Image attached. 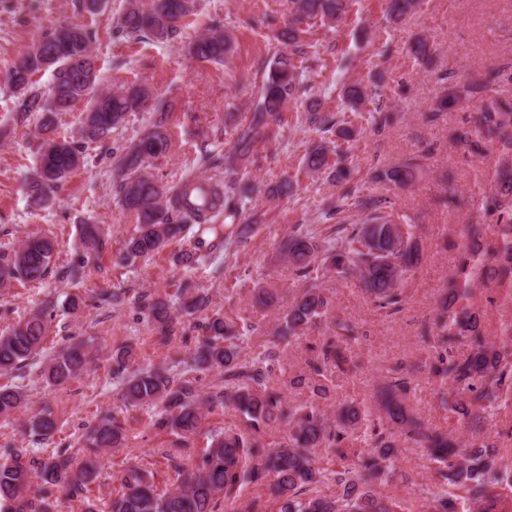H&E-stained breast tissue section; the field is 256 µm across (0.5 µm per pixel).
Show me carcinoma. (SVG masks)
Here are the masks:
<instances>
[{"label":"carcinoma","instance_id":"cac0c4a2","mask_svg":"<svg viewBox=\"0 0 512 512\" xmlns=\"http://www.w3.org/2000/svg\"><path fill=\"white\" fill-rule=\"evenodd\" d=\"M127 2L116 20V32L128 39L148 33L161 42L179 35L183 19L195 7L194 0H153L146 10L137 0ZM289 4L292 20L277 36L284 48L275 51L265 65L260 97L252 116L246 124L236 127L231 152L215 159L214 166L222 163L230 170L245 165L252 158L254 147L270 140L283 126L284 109L298 96L303 83L300 64L305 61L307 50L299 39V25L307 20L338 23L348 12L350 0H289ZM421 4L422 0H388V14L393 21H400L416 13ZM91 43V32L85 26H60L33 43L9 71L8 85L15 99L13 120L34 118L41 136L38 162L26 183L29 200L36 207H46L51 202L52 187L65 182L84 160L79 148L55 137L59 113L87 101L82 135L90 142H98L110 137L129 113L144 109L148 100L144 88L98 90L100 69ZM231 50L230 38L218 31L205 34L190 45L195 58L214 63L223 62ZM408 51L414 59L425 60L431 52L428 38H416ZM41 71L52 75L51 87L46 92L34 80ZM483 89L482 84L466 85L461 93H449L448 102L479 97L474 124L488 138L507 142L512 139V101L486 96ZM340 96L357 112L371 101L375 92L355 80L342 84ZM308 120L322 133L336 131V137L346 142L352 134L345 121H338L329 113L311 112ZM168 145L165 127L156 123L123 158L120 170L126 178L118 185L119 203L138 219L136 234L124 243L123 259L150 256L170 241L190 234L193 242L179 256L178 263L191 268L211 261L203 234L224 231V225L209 223L213 215L222 211L224 217L233 220L228 232L231 237L240 238L250 231L251 225L234 223L246 210L249 199L236 196L235 182L231 180H210L205 183L209 207L199 211L186 208L188 185L169 193L142 172L145 161L165 153ZM338 150V146L332 151L315 146L305 159L306 171L325 168L329 165V153L336 154ZM377 178L407 186L415 179V166H390L378 172ZM490 206L497 210L512 208V161L507 157L500 162L497 192L490 197ZM363 208L369 210L368 216L362 223L344 228L345 235L334 247L321 248L315 237L306 233L295 234L284 243V254L309 287L301 291L284 314L280 338L300 336L326 314L329 301L318 285L323 274L356 281L380 308L401 302L405 276L420 259L411 225L398 223L375 200L364 203ZM80 240L85 253L99 252L102 240L98 225H82ZM54 255L52 239L31 237L18 249L0 256V278L40 281L53 268ZM456 297V289H449L445 305L452 316L443 329L450 336L471 337L473 352L462 360L440 352L433 372L454 382L455 400L450 411L460 419L472 416L479 420L481 414L495 408L500 398L512 392V353L479 336L471 312L462 308L452 311ZM144 308L159 329L168 328L172 316L164 303L146 302ZM201 331V340L183 361L185 368L175 374L163 368H134L129 347L116 352L112 373L118 379V400L124 405L160 406L154 426L182 438L199 432L205 419L201 411L204 406L209 411L232 406L250 421L251 432L210 430L209 444L201 449L199 461L191 468L184 464L193 460L191 449H169L164 458L172 462L178 482L170 492L158 491L147 471L127 470L121 490L112 498L111 512H218L221 502L238 496L246 480H257L265 473L275 477L270 492L280 502V512H402L403 506L375 491L377 484L394 473L391 447L379 433L378 425L371 428L374 437L356 466L331 472L316 466L317 448H330L337 457L345 456L348 432L366 420L365 411L358 406L342 411L333 423L316 406L303 405L289 414L288 443L258 455L260 425L277 418L282 403V394L270 384L278 355L270 351L256 359L247 358L242 347L245 338L232 335L233 325L220 316L205 319ZM46 335L47 322L40 312L17 322L7 333H0V373L20 369L41 355ZM344 344L346 340L341 336L327 339L310 362V372L294 377L291 384L307 385L318 394L326 391L322 383L326 374L335 369L343 373L350 369ZM88 359L89 345L84 341L61 347L47 363L46 381L56 386L73 379ZM197 371L224 375V388L208 393L206 401H201L197 379L186 377ZM406 389V382L401 379L388 381L382 391L384 410L387 418L403 426L406 435L426 449L428 459L437 464L434 512H473L479 502L480 512H495L501 486L512 482L502 471L498 448L492 444L467 448L449 435L430 432L419 418L408 413L403 401ZM24 404L22 391L0 387V417L11 416ZM54 429L55 420L48 412L31 422L32 432L43 439ZM124 439L122 422L113 416L102 418L87 435L89 456L78 469L65 449H17L0 463V512H57L49 502L28 498L35 481L57 486L67 496L81 494L104 467L100 450L118 448ZM327 480L335 482V496L311 494L317 484Z\"/></svg>","mask_w":512,"mask_h":512}]
</instances>
